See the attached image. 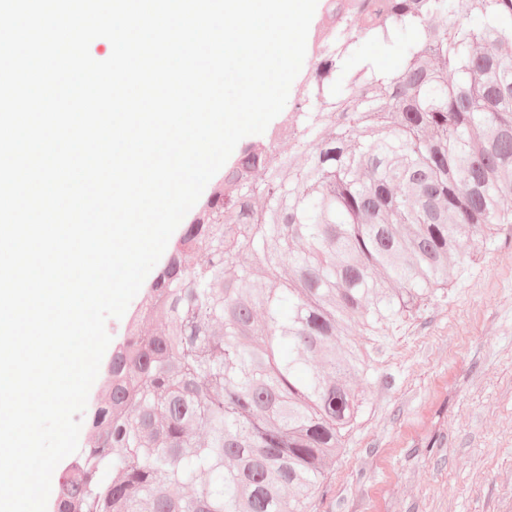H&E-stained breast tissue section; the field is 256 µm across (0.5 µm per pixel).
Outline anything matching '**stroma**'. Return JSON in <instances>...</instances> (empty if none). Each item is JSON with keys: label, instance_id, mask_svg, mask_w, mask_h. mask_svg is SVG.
Instances as JSON below:
<instances>
[{"label": "stroma", "instance_id": "1", "mask_svg": "<svg viewBox=\"0 0 512 512\" xmlns=\"http://www.w3.org/2000/svg\"><path fill=\"white\" fill-rule=\"evenodd\" d=\"M365 348L317 512H512V223Z\"/></svg>", "mask_w": 512, "mask_h": 512}]
</instances>
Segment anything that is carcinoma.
Here are the masks:
<instances>
[{
    "label": "carcinoma",
    "mask_w": 512,
    "mask_h": 512,
    "mask_svg": "<svg viewBox=\"0 0 512 512\" xmlns=\"http://www.w3.org/2000/svg\"><path fill=\"white\" fill-rule=\"evenodd\" d=\"M331 33L295 153L277 127L245 146L174 240L55 512H314L360 406L356 328L411 313L512 223V0H380Z\"/></svg>",
    "instance_id": "cac0c4a2"
}]
</instances>
